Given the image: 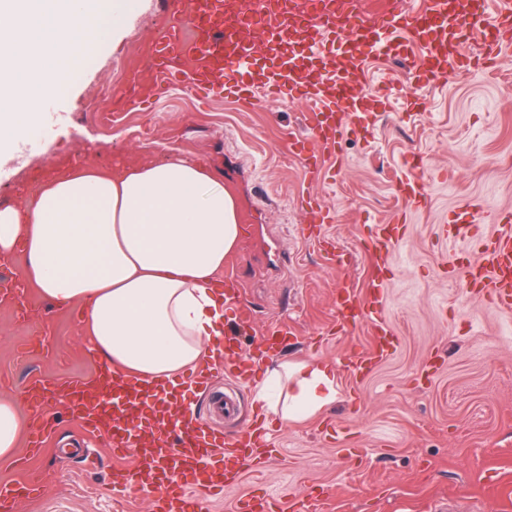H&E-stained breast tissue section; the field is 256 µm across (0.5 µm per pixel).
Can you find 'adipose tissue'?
I'll use <instances>...</instances> for the list:
<instances>
[{
  "label": "adipose tissue",
  "instance_id": "1",
  "mask_svg": "<svg viewBox=\"0 0 512 512\" xmlns=\"http://www.w3.org/2000/svg\"><path fill=\"white\" fill-rule=\"evenodd\" d=\"M241 232L238 200L209 165L181 155L108 170L80 164L0 209V258L23 253L28 284L57 306H81L104 364L168 380L224 350L217 283ZM335 399L325 364L267 369L256 391L282 423Z\"/></svg>",
  "mask_w": 512,
  "mask_h": 512
}]
</instances>
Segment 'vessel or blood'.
Masks as SVG:
<instances>
[{
	"label": "vessel or blood",
	"instance_id": "1",
	"mask_svg": "<svg viewBox=\"0 0 512 512\" xmlns=\"http://www.w3.org/2000/svg\"><path fill=\"white\" fill-rule=\"evenodd\" d=\"M167 22L144 57L145 85L133 94L134 104L151 110L158 97L175 87H189L202 100L221 95L242 106L265 95L282 101L303 99L308 107L310 138L293 139L291 150L304 154L314 148L335 151L346 126L368 101L354 83L363 70L368 51L379 45L402 51L412 38L426 30L435 37L414 73L415 81L445 76L465 67L461 50L467 29L480 28L485 53H493L512 41V0H504L497 12L487 10L486 0H427L413 19L387 20L362 17L340 26L333 15L319 16L309 56L294 54L288 40L295 25L278 11L258 13L255 23L261 42L241 37L230 25L224 0H167ZM194 39H186L187 28ZM398 243L391 225H382L372 241V251L387 262ZM481 259L469 275L487 291L494 306L512 309V232L481 239ZM224 310L235 325L224 339V376L243 385L252 370L254 353H268L287 342L294 329L279 320L256 328L253 307L246 297L236 266L224 272ZM379 289L369 302H361L347 290L336 297L342 320L367 317L374 342L350 363L353 373L383 361L394 347L393 336L379 316ZM252 338L253 354H246L240 336ZM214 365L205 361L171 382H156L120 368L98 369L89 381L66 383L62 392L80 425L90 433L107 434L112 447L133 456L130 464L114 467L112 488L154 492V512H210L197 489L223 491L229 474L251 466L259 449L269 441L257 429L242 427L228 433L212 428L196 414L194 393L212 386ZM38 488L33 476L0 482V500L31 495Z\"/></svg>",
	"mask_w": 512,
	"mask_h": 512
}]
</instances>
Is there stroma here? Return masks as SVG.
<instances>
[{"label": "stroma", "instance_id": "obj_1", "mask_svg": "<svg viewBox=\"0 0 512 512\" xmlns=\"http://www.w3.org/2000/svg\"><path fill=\"white\" fill-rule=\"evenodd\" d=\"M159 0H146L114 42L91 49L82 77L55 100L49 139L0 152V208L17 204L34 177L63 165L102 168L177 153L224 174L247 223L277 247L238 245L239 275L258 325L288 319L295 334L258 362L255 374L283 362L329 365L337 397L316 416L270 423L273 452L258 470L212 499L211 512H236L278 490L284 503L325 488L311 512H512V310L495 308L470 288L460 258L502 231L512 215V44L491 67L476 65L431 82L412 81L423 47L369 56L359 78L378 99L353 119L316 168L288 149L309 136L305 104L260 97L250 108L222 98L169 90L155 111L129 104L144 77L143 50L156 37ZM428 171L421 203L400 190L414 158ZM335 214L326 231L343 261L307 238V197ZM402 239L382 286L381 316L398 340L390 357L353 378L347 363L373 340L368 323L336 324L339 289L368 298L379 225ZM470 227L461 237L457 224ZM79 309H61L34 287L0 302V397L22 417L34 407L21 394L33 381L90 379L99 368L87 351ZM52 436L27 466L0 461V480L39 472L42 492L8 512H151L149 493L110 491L118 459L104 436L86 434L64 405L47 402Z\"/></svg>", "mask_w": 512, "mask_h": 512}]
</instances>
